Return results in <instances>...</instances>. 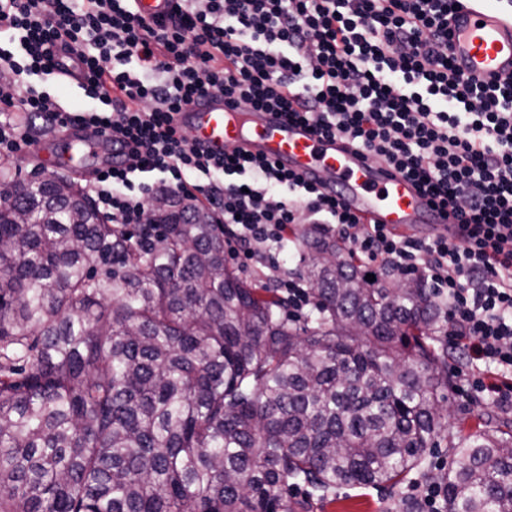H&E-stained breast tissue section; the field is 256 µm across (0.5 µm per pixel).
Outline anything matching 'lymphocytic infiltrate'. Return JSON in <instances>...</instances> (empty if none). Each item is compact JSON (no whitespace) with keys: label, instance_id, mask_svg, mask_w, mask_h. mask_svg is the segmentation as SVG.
I'll list each match as a JSON object with an SVG mask.
<instances>
[{"label":"lymphocytic infiltrate","instance_id":"f902f5d3","mask_svg":"<svg viewBox=\"0 0 512 512\" xmlns=\"http://www.w3.org/2000/svg\"><path fill=\"white\" fill-rule=\"evenodd\" d=\"M453 0H176L148 22L134 0H0V152L25 127L75 122L121 151L89 191L121 227L153 197L206 200L232 252L285 247L302 214L335 225L365 265L419 272L448 302V347L472 370L467 398L512 407V77L485 82L448 59ZM89 73L64 109L51 48ZM207 93L275 109L418 183L458 231L417 240L369 224L336 194L270 161L218 156L172 124Z\"/></svg>","mask_w":512,"mask_h":512}]
</instances>
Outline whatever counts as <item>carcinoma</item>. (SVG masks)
<instances>
[{
	"mask_svg": "<svg viewBox=\"0 0 512 512\" xmlns=\"http://www.w3.org/2000/svg\"><path fill=\"white\" fill-rule=\"evenodd\" d=\"M298 238L301 325L209 210L133 233L64 172L28 182L0 209V512H294L288 487L427 475L444 432L448 512H512V422L447 428L446 300Z\"/></svg>",
	"mask_w": 512,
	"mask_h": 512,
	"instance_id": "obj_1",
	"label": "carcinoma"
}]
</instances>
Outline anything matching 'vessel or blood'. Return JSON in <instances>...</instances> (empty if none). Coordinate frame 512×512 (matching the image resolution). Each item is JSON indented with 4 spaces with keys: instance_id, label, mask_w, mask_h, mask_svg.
Instances as JSON below:
<instances>
[{
    "instance_id": "1",
    "label": "vessel or blood",
    "mask_w": 512,
    "mask_h": 512,
    "mask_svg": "<svg viewBox=\"0 0 512 512\" xmlns=\"http://www.w3.org/2000/svg\"><path fill=\"white\" fill-rule=\"evenodd\" d=\"M450 57L459 71L485 80L512 75V16L488 10L485 0H462L450 19ZM52 61L55 73L67 83L85 84L86 68L74 55L56 46ZM174 125L213 154L237 151L260 156L317 180L369 222L403 233L423 224L434 236L446 231L447 218L412 180L338 138L313 133L281 112H234L222 95L211 93L177 112ZM111 141L108 135L84 138L79 126L72 125L41 163L50 173L75 167L73 149L79 146L86 160L101 164L110 155Z\"/></svg>"
}]
</instances>
